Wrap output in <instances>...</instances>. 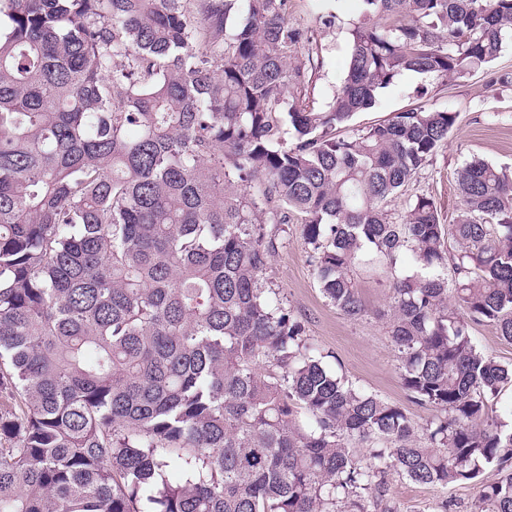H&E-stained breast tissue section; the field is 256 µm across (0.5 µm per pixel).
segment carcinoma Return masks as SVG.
Here are the masks:
<instances>
[{"label": "carcinoma", "mask_w": 512, "mask_h": 512, "mask_svg": "<svg viewBox=\"0 0 512 512\" xmlns=\"http://www.w3.org/2000/svg\"><path fill=\"white\" fill-rule=\"evenodd\" d=\"M0 0V512H397L388 476L481 485L512 512V172L473 160L460 206L387 203L448 144L423 106L340 136L394 80L446 81L512 40V0H363L317 111L292 0ZM301 216L323 296L389 334L417 427L339 376L262 287ZM411 253L412 268L397 269ZM368 455L357 458L349 445ZM470 333L480 349L494 356L501 364L512 365V344L502 341L492 325L472 324Z\"/></svg>", "instance_id": "obj_1"}]
</instances>
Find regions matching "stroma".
I'll return each mask as SVG.
<instances>
[{
    "mask_svg": "<svg viewBox=\"0 0 512 512\" xmlns=\"http://www.w3.org/2000/svg\"><path fill=\"white\" fill-rule=\"evenodd\" d=\"M291 21L315 32L312 48H299L297 56L315 54L319 60L307 87L310 103L322 107L343 81L348 63L349 30L361 14L362 0H293ZM333 15L331 25L320 19ZM423 106L450 109L457 124L441 150L410 184L409 193L431 196L441 223H451L459 199L456 173L472 158L512 169V42L507 43L493 67L441 83L415 73L399 76L384 89L369 111L354 116L351 126L361 129L393 113ZM282 239L263 276L264 286L280 292L299 319L304 334L320 349L333 353L332 364L345 379L400 406L417 425H426L434 409L412 402L400 380L396 353L391 345L387 311L389 283L384 276L364 274L358 279L359 296L367 316H345L321 293L309 261L310 247L302 236L299 216L280 225ZM478 492L477 484L448 487L421 485L391 476L389 496L399 512H435L442 501L454 512H466Z\"/></svg>",
    "mask_w": 512,
    "mask_h": 512,
    "instance_id": "35a3bbf8",
    "label": "stroma"
}]
</instances>
